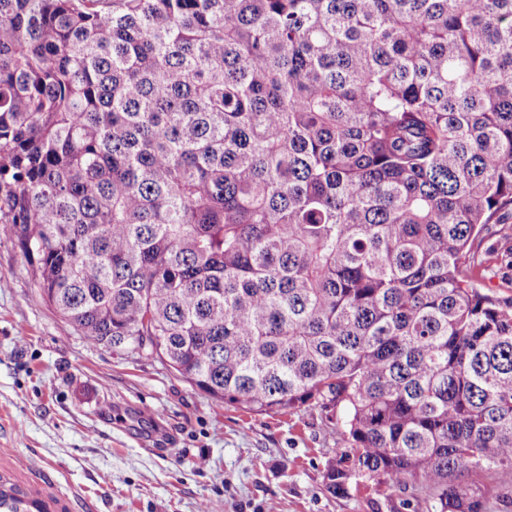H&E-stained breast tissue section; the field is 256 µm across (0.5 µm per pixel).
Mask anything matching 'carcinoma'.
<instances>
[{
    "label": "carcinoma",
    "instance_id": "carcinoma-1",
    "mask_svg": "<svg viewBox=\"0 0 512 512\" xmlns=\"http://www.w3.org/2000/svg\"><path fill=\"white\" fill-rule=\"evenodd\" d=\"M512 0H0V230L93 346L512 503ZM494 260H492L491 265H495V268L499 269V275L492 278V280L485 282H477L480 283L482 288H484V291L486 293H489L491 295L501 297V298H510L512 297V288H511V278H512V270L511 267L508 265L506 266V262H502L500 260H495V257H492Z\"/></svg>",
    "mask_w": 512,
    "mask_h": 512
}]
</instances>
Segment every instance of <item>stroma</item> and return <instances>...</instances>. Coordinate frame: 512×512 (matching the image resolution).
Listing matches in <instances>:
<instances>
[{
    "mask_svg": "<svg viewBox=\"0 0 512 512\" xmlns=\"http://www.w3.org/2000/svg\"><path fill=\"white\" fill-rule=\"evenodd\" d=\"M336 432L318 412L248 413L158 359L92 347L44 303L0 234V475L54 512H413L373 484L330 493Z\"/></svg>",
    "mask_w": 512,
    "mask_h": 512,
    "instance_id": "stroma-1",
    "label": "stroma"
}]
</instances>
